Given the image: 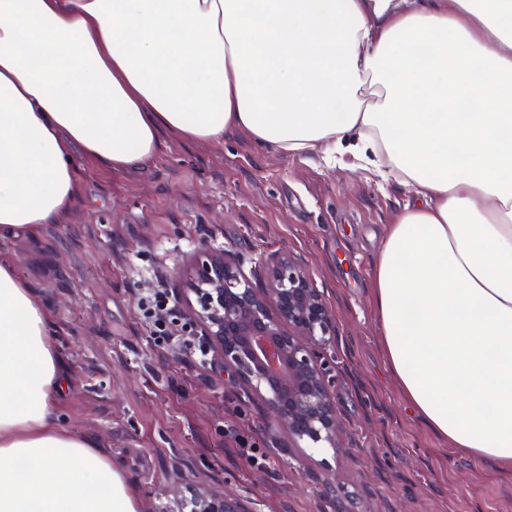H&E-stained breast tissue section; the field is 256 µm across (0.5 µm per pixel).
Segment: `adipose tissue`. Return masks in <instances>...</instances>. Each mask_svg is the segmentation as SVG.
<instances>
[{
	"label": "adipose tissue",
	"mask_w": 512,
	"mask_h": 512,
	"mask_svg": "<svg viewBox=\"0 0 512 512\" xmlns=\"http://www.w3.org/2000/svg\"><path fill=\"white\" fill-rule=\"evenodd\" d=\"M512 0H0V237L59 222L76 156L247 132L370 164L409 201L374 307L404 400L512 470ZM49 314L0 259V512H140L122 469L59 425Z\"/></svg>",
	"instance_id": "1"
}]
</instances>
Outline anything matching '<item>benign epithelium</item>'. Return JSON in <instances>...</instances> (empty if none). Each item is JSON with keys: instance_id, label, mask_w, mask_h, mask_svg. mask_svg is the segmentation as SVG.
<instances>
[{"instance_id": "benign-epithelium-1", "label": "benign epithelium", "mask_w": 512, "mask_h": 512, "mask_svg": "<svg viewBox=\"0 0 512 512\" xmlns=\"http://www.w3.org/2000/svg\"><path fill=\"white\" fill-rule=\"evenodd\" d=\"M197 334L216 353L230 385L248 387L272 425L296 448L339 447L340 418L326 349L336 345V319L305 267L285 255L265 263L264 285L240 260L208 247L197 251L174 288ZM163 496L182 512H253L251 502L177 478Z\"/></svg>"}]
</instances>
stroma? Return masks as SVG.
<instances>
[{
	"label": "stroma",
	"instance_id": "35a3bbf8",
	"mask_svg": "<svg viewBox=\"0 0 512 512\" xmlns=\"http://www.w3.org/2000/svg\"><path fill=\"white\" fill-rule=\"evenodd\" d=\"M66 218L0 238L44 301L67 384L68 428L118 462L141 512H178L162 496L175 477L236 493L255 512H512V471L450 448L407 405L380 347L374 269L407 201L346 158L325 166L247 134L223 144L162 134L143 167L112 171L78 156ZM227 250L252 280L272 255L306 266L336 318L327 357L343 421L341 449L311 452L273 431L257 398L226 387L183 306L156 343L142 314L171 292L177 262L199 246ZM259 449L250 465L243 446ZM344 478L329 490L330 472Z\"/></svg>",
	"mask_w": 512,
	"mask_h": 512
}]
</instances>
